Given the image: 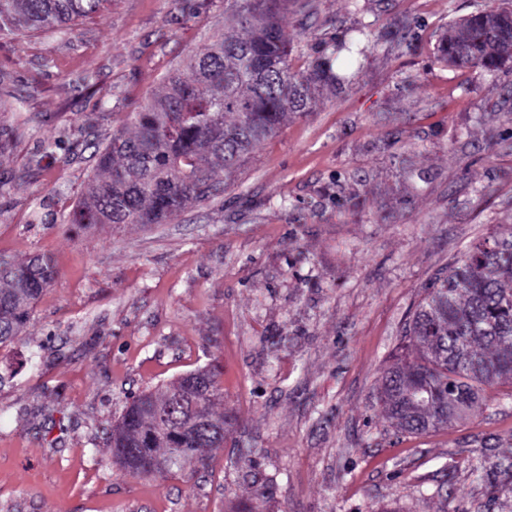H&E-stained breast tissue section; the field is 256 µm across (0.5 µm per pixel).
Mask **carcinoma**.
<instances>
[{"mask_svg":"<svg viewBox=\"0 0 512 512\" xmlns=\"http://www.w3.org/2000/svg\"><path fill=\"white\" fill-rule=\"evenodd\" d=\"M111 0H0V35L53 29L99 14ZM309 18L315 0H226L224 25L244 36L214 31L186 65L163 78L161 93L128 116L135 132L117 130L94 148L97 174L70 223L164 224L220 191L215 169L238 167L274 137L290 113L309 112L324 87L344 81L328 57L304 71L291 69L292 48L281 20ZM437 57L452 67L496 70L512 61V10L491 5L454 20L441 34ZM49 257L16 264L0 259V344L21 335L35 302L55 279ZM405 353L383 372L379 401L398 431L420 434L462 419L500 381L512 379V232L492 236L448 267L424 290L405 330ZM212 392L192 406L180 398L183 380L162 393L143 394L147 406L124 412L109 443L165 457L158 414L180 432L191 413L224 422L212 412L224 398L222 373L207 367ZM216 432L201 425L185 434L183 460L169 472L194 469L203 450L218 447Z\"/></svg>","mask_w":512,"mask_h":512,"instance_id":"cac0c4a2","label":"carcinoma"}]
</instances>
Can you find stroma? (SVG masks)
Wrapping results in <instances>:
<instances>
[{
    "label": "stroma",
    "instance_id": "stroma-1",
    "mask_svg": "<svg viewBox=\"0 0 512 512\" xmlns=\"http://www.w3.org/2000/svg\"><path fill=\"white\" fill-rule=\"evenodd\" d=\"M316 4L282 21L293 70L363 27L354 76L166 224L69 219L89 141L225 27L224 0H112L0 38V86L25 100H0L20 132L0 155V256L57 269L0 345V512H241L258 495L266 512H512L511 381L427 434L397 433L375 398L425 288L512 227V67L434 55L489 0ZM402 14L408 49L380 37ZM209 364L230 431L207 469L127 474L107 444L124 407Z\"/></svg>",
    "mask_w": 512,
    "mask_h": 512
}]
</instances>
